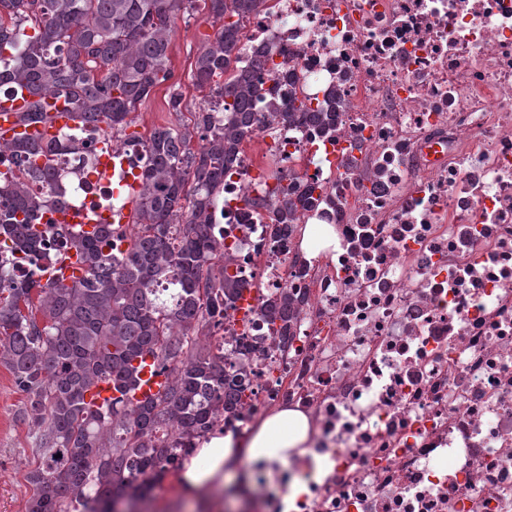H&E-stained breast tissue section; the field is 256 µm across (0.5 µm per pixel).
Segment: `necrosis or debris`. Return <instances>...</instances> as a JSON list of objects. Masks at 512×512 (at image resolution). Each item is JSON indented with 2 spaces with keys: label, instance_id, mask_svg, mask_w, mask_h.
I'll use <instances>...</instances> for the list:
<instances>
[{
  "label": "necrosis or debris",
  "instance_id": "1",
  "mask_svg": "<svg viewBox=\"0 0 512 512\" xmlns=\"http://www.w3.org/2000/svg\"><path fill=\"white\" fill-rule=\"evenodd\" d=\"M243 43L268 51L276 90L256 114L292 88L310 111L343 108L329 131L257 125L265 152L224 178L226 247L300 307L284 344L262 317L225 322L213 345L248 356L250 386L223 427L310 420L304 454L231 512H286L297 475L299 512H512V0H275ZM105 150L59 152L72 209L111 199ZM275 168L333 195L279 238L241 200Z\"/></svg>",
  "mask_w": 512,
  "mask_h": 512
}]
</instances>
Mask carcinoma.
<instances>
[{
    "label": "carcinoma",
    "mask_w": 512,
    "mask_h": 512,
    "mask_svg": "<svg viewBox=\"0 0 512 512\" xmlns=\"http://www.w3.org/2000/svg\"><path fill=\"white\" fill-rule=\"evenodd\" d=\"M203 2L214 33L192 73L217 98L193 113V124L159 127L123 143L138 151L141 183L132 224L93 231L42 222L64 206L55 168L57 139L44 146L8 144L0 159V364L23 394L17 419L32 431L37 462L26 512H119L140 500L151 480L179 470L200 440L233 411L244 392L245 365L215 351L228 312L246 289L242 268L213 223L224 176L241 165L252 138L253 102L263 93L268 57L246 66L242 31L271 0H0V88L28 90L26 125L47 120L64 101L80 117L76 129L124 131L154 88L174 78L169 47L178 22ZM224 84L213 87L215 78ZM336 112H311L288 90V103L266 115L274 130L304 120L330 128ZM272 210L284 232L308 206L306 194L278 186L264 198L242 197ZM77 256V273L56 275ZM26 261L30 275L3 269ZM296 298L256 288V311L287 334ZM151 358L166 385L134 402L136 363ZM112 380V401L85 400Z\"/></svg>",
    "instance_id": "1"
}]
</instances>
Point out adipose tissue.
<instances>
[{"instance_id": "obj_1", "label": "adipose tissue", "mask_w": 512, "mask_h": 512, "mask_svg": "<svg viewBox=\"0 0 512 512\" xmlns=\"http://www.w3.org/2000/svg\"><path fill=\"white\" fill-rule=\"evenodd\" d=\"M310 432L301 412L278 409L260 417L243 435L217 432L199 443L178 473L182 495L199 502L208 512H220L222 503L210 495L223 487L241 465L287 464Z\"/></svg>"}]
</instances>
